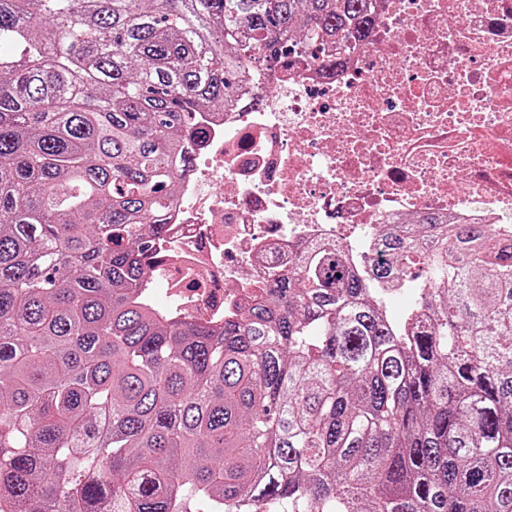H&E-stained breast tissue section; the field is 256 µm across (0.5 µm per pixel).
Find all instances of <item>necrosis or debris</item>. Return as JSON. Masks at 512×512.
<instances>
[{"label": "necrosis or debris", "mask_w": 512, "mask_h": 512, "mask_svg": "<svg viewBox=\"0 0 512 512\" xmlns=\"http://www.w3.org/2000/svg\"><path fill=\"white\" fill-rule=\"evenodd\" d=\"M198 122L152 262L162 313L224 323L300 250L366 259L427 212L512 240V0H378L339 68L276 60Z\"/></svg>", "instance_id": "1"}]
</instances>
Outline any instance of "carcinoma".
I'll list each match as a JSON object with an SVG mask.
<instances>
[{
  "instance_id": "carcinoma-1",
  "label": "carcinoma",
  "mask_w": 512,
  "mask_h": 512,
  "mask_svg": "<svg viewBox=\"0 0 512 512\" xmlns=\"http://www.w3.org/2000/svg\"><path fill=\"white\" fill-rule=\"evenodd\" d=\"M375 7L0 0V512H512L497 230L304 249L222 325L144 299L195 113L285 51L333 65Z\"/></svg>"
}]
</instances>
